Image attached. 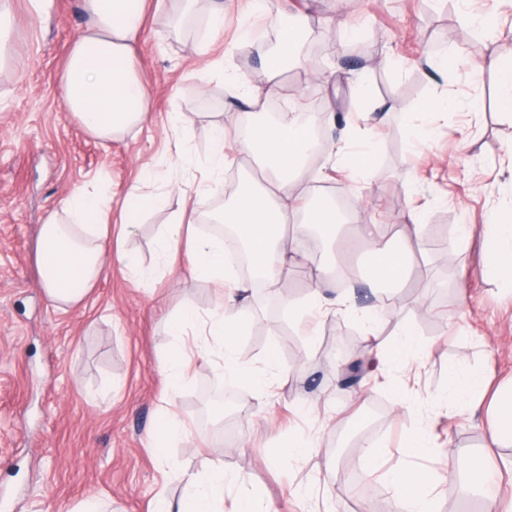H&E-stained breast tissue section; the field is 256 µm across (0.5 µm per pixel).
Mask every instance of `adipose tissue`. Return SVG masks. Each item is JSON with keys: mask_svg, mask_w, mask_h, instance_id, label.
Segmentation results:
<instances>
[{"mask_svg": "<svg viewBox=\"0 0 512 512\" xmlns=\"http://www.w3.org/2000/svg\"><path fill=\"white\" fill-rule=\"evenodd\" d=\"M146 0H82L85 27L73 44L61 78L60 96L67 109L87 133L102 142L146 122L150 114V94L137 76L142 52L139 30ZM266 15L278 25L279 52L269 63L263 85L243 81L232 71L225 79L252 108L281 96L282 76L289 62L299 61L297 45L302 35L301 18L288 15L282 0H264ZM308 131L294 116L254 124L246 134L226 138L216 129L208 175L212 186L224 182V164L229 152L252 157L262 173V183L247 180L230 191L224 207L214 216L219 224L233 225L246 245L255 272L254 280L239 279L227 264L224 242L205 237L195 228L192 210L181 208L157 239L161 259L183 253L190 272L221 288L223 312L199 317L186 309L169 320L170 333L182 338L177 350L159 362V369L171 387L188 376L193 358H218L231 380L268 395L271 382L264 372L246 370L236 361V336L244 315L245 296L262 280L273 286L288 267L305 266L309 260L293 224L318 227L323 235L318 246L335 236L336 227L347 224L349 234L368 251L374 279L394 285L404 284L423 230L417 212H410L408 233L388 235L385 225L351 212L339 214L334 201L303 208L294 198L307 176ZM108 200L101 193L83 190L68 197L61 212L51 213L42 225L37 248L41 283L51 303L58 309L81 303L105 270L112 253ZM116 256V255H113ZM125 262V255L116 256ZM387 479L401 512H432L431 477L405 465L392 468ZM224 467L216 465L204 476L193 478L179 505L159 501L156 512H223Z\"/></svg>", "mask_w": 512, "mask_h": 512, "instance_id": "1", "label": "adipose tissue"}]
</instances>
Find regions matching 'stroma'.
<instances>
[{
    "label": "stroma",
    "mask_w": 512,
    "mask_h": 512,
    "mask_svg": "<svg viewBox=\"0 0 512 512\" xmlns=\"http://www.w3.org/2000/svg\"><path fill=\"white\" fill-rule=\"evenodd\" d=\"M178 0L148 7L141 29L138 74L150 92L151 114L141 129L109 146L90 136L59 94L69 51L85 18L80 0H54L43 25L28 0H8V32L0 49V512H153L158 499L179 501L188 477L223 463L225 503L255 494L276 512H393L394 493L383 471L407 463L417 431L435 446L425 465L452 477L434 512H497L512 498V447H489L486 427L497 390L512 383V289L495 265L492 225L512 209V113L497 104L499 75L473 73L482 59L512 62V30L484 40L471 19L498 12V0H288L289 14L307 18L305 38L324 48L318 73L330 87L292 69L283 96L307 93L332 103L334 121L323 141L358 133L378 155L357 181L346 182L326 155L307 167L304 191L346 188L353 210L399 230L411 210L421 214L424 260L395 292L387 343L409 328L422 345L418 360L378 365L377 378L341 388L319 359L344 330L363 336L352 317L309 308L317 269L288 275L283 286L256 291L236 338L241 367L287 374L271 397L238 385L232 443L220 435L224 415L200 407L202 382H223L213 361L195 360L189 379L171 391L158 361L175 351L168 319L185 308L206 315L219 305L213 283L193 276L185 260L162 264L156 238L181 205L200 218L214 199H182L184 183L207 169L217 125L227 131L247 112L224 71L236 69L260 85L266 53L277 38L257 0H237L221 32L207 19L213 0H199L193 24L171 27ZM344 18L341 38L326 36ZM452 56L454 67L424 73L425 58ZM367 77L366 90L355 83ZM458 105L427 135L411 134L406 116L441 93ZM378 107L376 119L362 117ZM184 142L191 162L176 165ZM112 207L113 224H135L113 249L135 258L142 276L116 262L82 303L55 309L41 286L37 231L45 217L89 181ZM141 189L163 196L150 210L130 207ZM274 364H267L269 350ZM482 373L485 393L464 394L448 411V373L458 366ZM186 422L185 437L157 455L154 432L165 412ZM316 445L313 455L289 458V438ZM381 444V471L361 487L346 476L359 469L367 443ZM483 462L497 476L498 502L472 489L463 474Z\"/></svg>",
    "instance_id": "1"
}]
</instances>
